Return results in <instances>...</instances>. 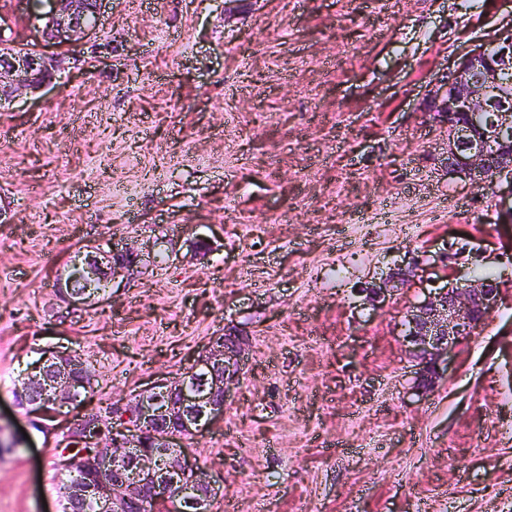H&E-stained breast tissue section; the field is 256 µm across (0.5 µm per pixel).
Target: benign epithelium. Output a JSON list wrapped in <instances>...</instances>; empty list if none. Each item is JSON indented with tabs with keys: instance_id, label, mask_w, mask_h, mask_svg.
<instances>
[{
	"instance_id": "1",
	"label": "benign epithelium",
	"mask_w": 512,
	"mask_h": 512,
	"mask_svg": "<svg viewBox=\"0 0 512 512\" xmlns=\"http://www.w3.org/2000/svg\"><path fill=\"white\" fill-rule=\"evenodd\" d=\"M49 10L32 18L44 22L43 34L59 46L96 28L102 0H47ZM512 71V34L480 43L468 52L432 99L448 113V149L444 168L448 176L477 186L487 183L512 187V90L502 76ZM53 66L36 51L0 53V98L20 87L38 89L51 82ZM138 252L107 251L97 247L77 255L68 284L91 285L131 267ZM500 293L494 280H466L441 288L408 314L404 341L416 362L415 389L426 391L437 379L441 357L470 338L486 321ZM244 337L226 334L195 360L177 381L161 382L136 396L126 407L99 415L90 409L70 424L66 441L78 439L90 451L70 458L62 454L59 465L78 467L82 478L71 491L70 512H84L86 501L104 497L118 512H211L216 492L199 467L182 453H171L173 441L193 437L224 416L228 385L240 370ZM62 353L51 352L32 367L31 381L18 390L16 400L30 429L49 432L46 420L54 406L80 401L84 374L59 378ZM54 396H46L48 385Z\"/></svg>"
}]
</instances>
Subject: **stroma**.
<instances>
[{"instance_id": "obj_1", "label": "stroma", "mask_w": 512, "mask_h": 512, "mask_svg": "<svg viewBox=\"0 0 512 512\" xmlns=\"http://www.w3.org/2000/svg\"><path fill=\"white\" fill-rule=\"evenodd\" d=\"M509 31L512 0H107L59 49L0 0V45L58 65L0 106V426L26 427L17 376L42 351L81 357L106 407L235 329L224 418L185 442L212 512H512V224L448 177L430 106L462 54ZM108 240L143 261L110 298L63 301V265ZM411 257L421 277L366 305ZM478 269L497 307L413 390L407 310ZM77 413L0 451V512H61Z\"/></svg>"}]
</instances>
